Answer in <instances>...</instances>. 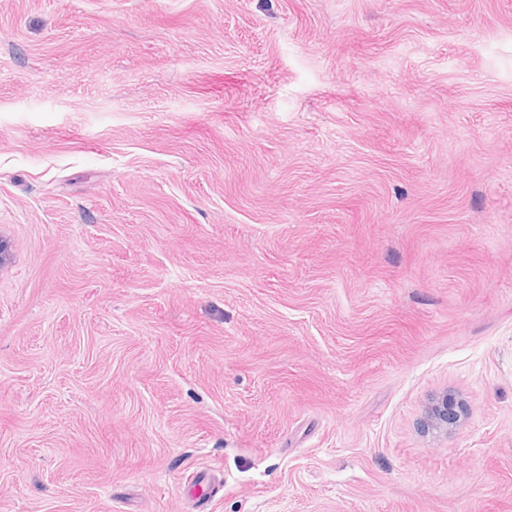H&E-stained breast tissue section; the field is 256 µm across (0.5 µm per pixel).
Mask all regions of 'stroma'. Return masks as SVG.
Masks as SVG:
<instances>
[{
    "label": "stroma",
    "mask_w": 512,
    "mask_h": 512,
    "mask_svg": "<svg viewBox=\"0 0 512 512\" xmlns=\"http://www.w3.org/2000/svg\"><path fill=\"white\" fill-rule=\"evenodd\" d=\"M0 236V512H512V0H0ZM456 404L448 394L440 396L433 402L428 412V421L433 427L448 429V425L457 419Z\"/></svg>",
    "instance_id": "obj_1"
}]
</instances>
